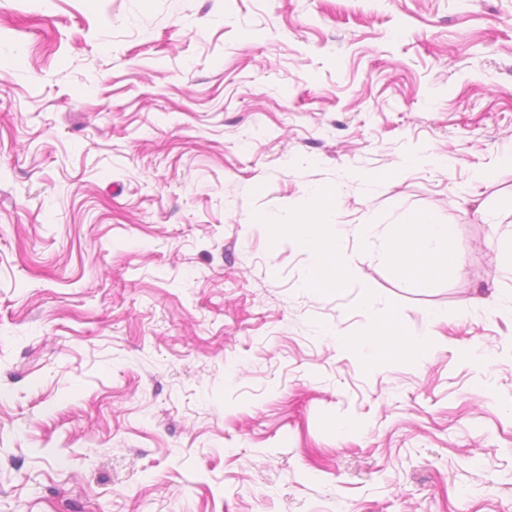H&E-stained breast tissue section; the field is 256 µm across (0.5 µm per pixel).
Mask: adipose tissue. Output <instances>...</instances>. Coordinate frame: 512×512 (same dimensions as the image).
<instances>
[{"instance_id":"1","label":"adipose tissue","mask_w":512,"mask_h":512,"mask_svg":"<svg viewBox=\"0 0 512 512\" xmlns=\"http://www.w3.org/2000/svg\"><path fill=\"white\" fill-rule=\"evenodd\" d=\"M335 197L323 194L310 203L296 224H275L273 236L294 234L314 260V282L325 288L336 279V259L341 237L332 226L323 223L324 209L335 206ZM447 225L433 223L428 216L408 215L400 224L391 251L394 271L403 277L444 278L448 275Z\"/></svg>"}]
</instances>
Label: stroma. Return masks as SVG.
<instances>
[{"label":"stroma","instance_id":"stroma-1","mask_svg":"<svg viewBox=\"0 0 512 512\" xmlns=\"http://www.w3.org/2000/svg\"><path fill=\"white\" fill-rule=\"evenodd\" d=\"M511 153L512 0H0V512H512ZM335 196L320 195L310 203L298 224H270L273 242L278 236L292 233L314 260V283L328 287L336 279V258L339 256L341 237L332 225L323 224V210L335 207ZM391 251L394 271L402 277L447 278L450 229L424 214L408 215L399 224ZM402 333L389 326H379L370 336L351 338L348 343L354 346H373L381 349L398 348L402 343Z\"/></svg>","mask_w":512,"mask_h":512}]
</instances>
